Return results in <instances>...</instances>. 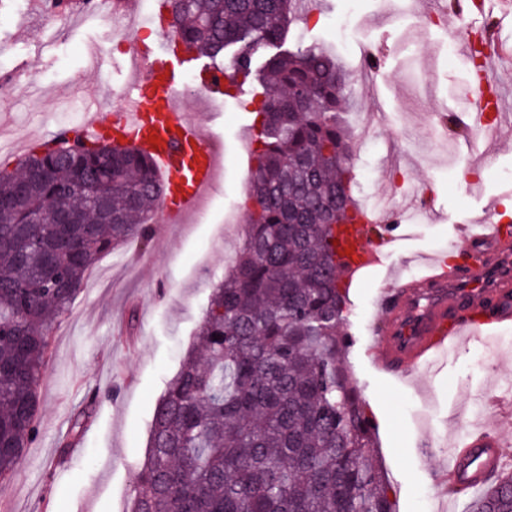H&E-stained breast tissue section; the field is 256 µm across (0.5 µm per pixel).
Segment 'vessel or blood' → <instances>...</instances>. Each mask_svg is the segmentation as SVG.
<instances>
[{"label":"vessel or blood","instance_id":"vessel-or-blood-1","mask_svg":"<svg viewBox=\"0 0 512 512\" xmlns=\"http://www.w3.org/2000/svg\"><path fill=\"white\" fill-rule=\"evenodd\" d=\"M191 55L167 49H139L131 59L144 77L126 83L119 93L84 100V134L93 138L111 131L113 138L131 142L153 158L164 185L155 210L158 221L171 224L197 205L214 182L218 153L206 140L203 126L179 108L175 100ZM114 108L112 122L103 112ZM506 103L477 100L470 114L473 126L496 139L499 126L489 124L487 112H499ZM393 226L375 212H364L360 223L340 225L337 251L348 273L374 265L380 249L394 243ZM466 237L474 259L461 270L439 263L426 264L422 274L407 283L384 289L382 321L368 349L373 362L389 371L417 368L438 354L459 347L472 335L512 324V236L493 215L471 225ZM487 317H479L483 308ZM505 465L496 433L470 437L456 448L443 478L449 484L473 490Z\"/></svg>","mask_w":512,"mask_h":512}]
</instances>
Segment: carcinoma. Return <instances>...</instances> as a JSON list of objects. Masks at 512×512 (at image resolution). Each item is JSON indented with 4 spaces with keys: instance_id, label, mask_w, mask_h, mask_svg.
<instances>
[{
    "instance_id": "carcinoma-1",
    "label": "carcinoma",
    "mask_w": 512,
    "mask_h": 512,
    "mask_svg": "<svg viewBox=\"0 0 512 512\" xmlns=\"http://www.w3.org/2000/svg\"><path fill=\"white\" fill-rule=\"evenodd\" d=\"M300 0H168L169 35L262 99L245 243L157 404L126 512H394L342 360L336 225L356 224L335 55L286 47ZM149 155L75 136L0 167V479L37 437L49 335L99 257L148 239ZM466 512H512V472Z\"/></svg>"
}]
</instances>
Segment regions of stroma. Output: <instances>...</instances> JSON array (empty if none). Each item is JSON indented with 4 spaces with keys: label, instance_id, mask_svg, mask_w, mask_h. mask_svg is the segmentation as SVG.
Instances as JSON below:
<instances>
[{
    "label": "stroma",
    "instance_id": "1",
    "mask_svg": "<svg viewBox=\"0 0 512 512\" xmlns=\"http://www.w3.org/2000/svg\"><path fill=\"white\" fill-rule=\"evenodd\" d=\"M427 0H399L398 17L361 0L345 21L346 0H319L313 14H298L289 36L293 47L365 48L378 66L346 63L348 99L343 120L350 134L354 171L369 170L357 197L365 207L388 197V224L407 217V237L349 290L342 329L352 336L344 364L373 415L376 456L393 487L397 512H464L466 498L436 486L453 448L496 425L512 459V325L468 340L406 372L383 374L367 356L369 330L379 320L377 282L417 275L425 262L448 251L466 252L459 230L485 217L490 207L512 201V134L499 140L473 136L467 165L480 170L467 185L448 154L420 139L431 119L459 113L458 90L470 79L463 47L447 48V30L464 23L482 27L478 16L444 11L438 26L425 28ZM426 30L418 61L403 44ZM134 43L96 15L62 17L47 26L33 0H0V71L22 75L26 93L0 101V160L9 144L45 138L56 126H72L80 113L54 98L70 87L75 98H93L127 80ZM110 60L96 69L93 57ZM254 84L220 102L186 101L222 156L200 220L153 225L148 239H135L100 257L68 312L50 334V354L38 387V437L25 448L15 472L0 481V512H126L135 475L148 451L158 400L191 348L211 294L239 253L245 225L224 223L241 200L254 164ZM379 137L362 141L365 126ZM407 177L393 192L392 175ZM99 402L80 442L67 456L59 444L91 393Z\"/></svg>",
    "mask_w": 512,
    "mask_h": 512
}]
</instances>
